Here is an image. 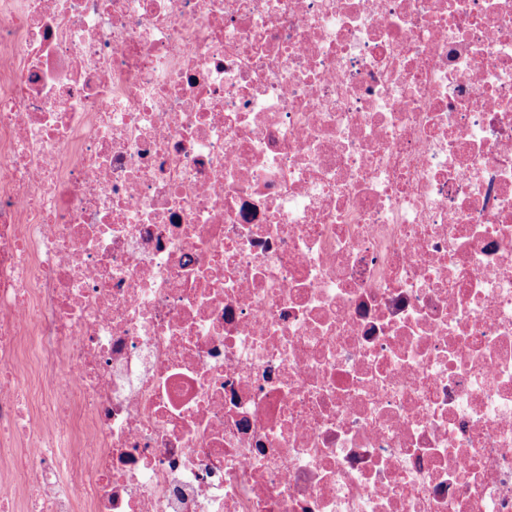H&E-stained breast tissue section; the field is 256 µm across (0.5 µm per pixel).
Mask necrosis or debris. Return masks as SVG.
<instances>
[{
	"label": "necrosis or debris",
	"mask_w": 512,
	"mask_h": 512,
	"mask_svg": "<svg viewBox=\"0 0 512 512\" xmlns=\"http://www.w3.org/2000/svg\"><path fill=\"white\" fill-rule=\"evenodd\" d=\"M0 512H512V0H0Z\"/></svg>",
	"instance_id": "obj_1"
}]
</instances>
